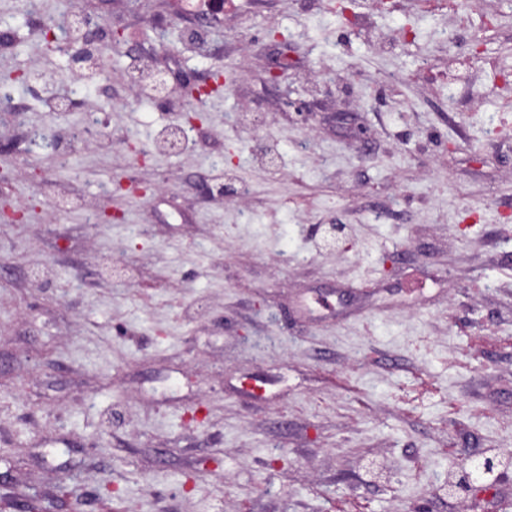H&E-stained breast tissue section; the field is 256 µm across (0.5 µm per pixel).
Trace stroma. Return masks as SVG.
Returning <instances> with one entry per match:
<instances>
[{"label":"stroma","mask_w":512,"mask_h":512,"mask_svg":"<svg viewBox=\"0 0 512 512\" xmlns=\"http://www.w3.org/2000/svg\"><path fill=\"white\" fill-rule=\"evenodd\" d=\"M509 100L512 0H0V512H512ZM73 11H70L66 14L67 18L64 20V23L60 26H57L62 33L65 35L64 42L61 43L55 33L54 27L48 28L47 33V48L53 51H65L72 47L79 39L80 41L84 38V30H86L90 22L85 18H80L77 22H72L69 20L68 16Z\"/></svg>","instance_id":"obj_1"}]
</instances>
